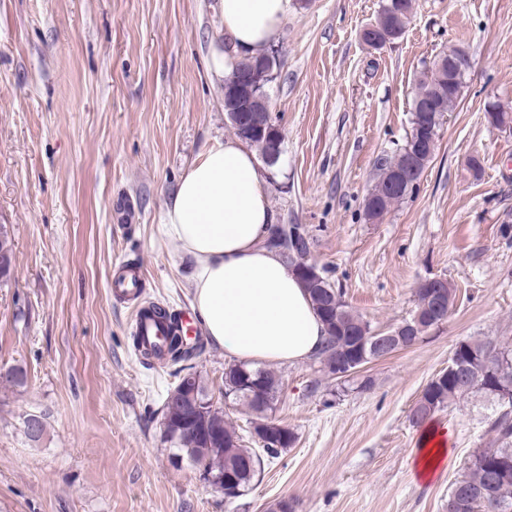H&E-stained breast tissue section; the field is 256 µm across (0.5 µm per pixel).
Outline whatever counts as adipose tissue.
<instances>
[{
    "instance_id": "obj_1",
    "label": "adipose tissue",
    "mask_w": 512,
    "mask_h": 512,
    "mask_svg": "<svg viewBox=\"0 0 512 512\" xmlns=\"http://www.w3.org/2000/svg\"><path fill=\"white\" fill-rule=\"evenodd\" d=\"M224 43L213 76L232 77L271 44L292 0H218ZM275 220L268 182L239 138L214 141L185 170L161 222L194 265L192 307L212 344L255 365L297 363L326 344L325 326L297 273L266 239Z\"/></svg>"
}]
</instances>
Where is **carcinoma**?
I'll return each mask as SVG.
<instances>
[{
	"label": "carcinoma",
	"instance_id": "obj_1",
	"mask_svg": "<svg viewBox=\"0 0 512 512\" xmlns=\"http://www.w3.org/2000/svg\"><path fill=\"white\" fill-rule=\"evenodd\" d=\"M413 10V0H381L378 18L372 24L371 33L381 41H394L406 31ZM270 51H264L242 63L236 74L224 81L225 86L234 84L245 70L261 67ZM448 81V71L426 68L420 73L415 85L414 97L423 95L433 83ZM458 97L445 93L434 100L430 112L413 113L411 129L403 144L391 155L379 159V175L365 198L364 211L370 220L382 218L391 207L404 200L407 194H389L383 189V181L392 171L406 168L408 150L420 147L416 153V167L412 179L419 180L423 170L434 158L439 132L445 114L453 109ZM291 233L293 247L301 254H310L311 241L296 224H274L268 239L272 240ZM307 269L298 271L315 309L328 330V344L319 355L321 364L331 375L338 372L341 363H356L360 359L362 333L371 330V324L355 312L344 299L342 291L327 276V270L315 263L306 262ZM202 350L201 339L190 340L179 333L169 336L165 362L188 369L186 363L197 358ZM457 366L466 377L462 381L440 372L423 389L411 408L409 421L421 428L445 408L476 393H483L503 407L489 423L493 438L489 445L478 448L472 454L469 472L456 480L448 496V512H512V347L500 346L488 340H472L459 343L455 350ZM280 377L270 369H253L245 363L230 364L224 368V394L233 403H241L251 411L264 407L273 410L281 391ZM213 401L201 376H196L195 387L186 391L177 384L171 388L163 404L164 433L173 456L178 460L189 459L208 469L209 474L234 490L238 498L261 473L262 455L277 457L290 448L296 437L290 430L269 431L255 427V436L262 442V452L246 448L233 425L224 420V407H208L198 414L201 428L217 427L222 430L224 441L215 445L207 439L184 431L186 410L178 402Z\"/></svg>",
	"mask_w": 512,
	"mask_h": 512
}]
</instances>
